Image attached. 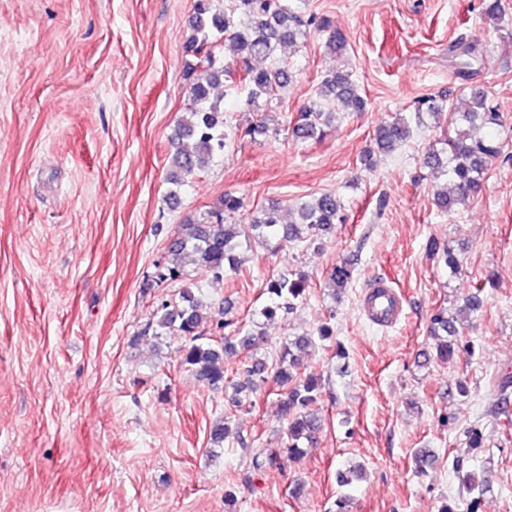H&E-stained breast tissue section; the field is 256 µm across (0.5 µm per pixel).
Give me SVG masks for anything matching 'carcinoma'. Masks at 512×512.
Masks as SVG:
<instances>
[{"instance_id":"1","label":"carcinoma","mask_w":512,"mask_h":512,"mask_svg":"<svg viewBox=\"0 0 512 512\" xmlns=\"http://www.w3.org/2000/svg\"><path fill=\"white\" fill-rule=\"evenodd\" d=\"M298 5L283 0H229L222 8L214 0H196L191 20L192 34L186 49L195 59L191 66V81L187 89L185 116L171 136L174 152L169 157L166 181L170 185L167 199L179 198L181 188L206 171L214 159L224 153L227 133L224 132V109L215 92L230 81V87L247 92L248 101L263 99L271 102L291 81L288 68L278 62L258 67V59H270L286 46L297 43L306 28L313 27L326 34L325 49L334 56L343 55L348 46L344 33L326 16L308 14ZM222 47L232 57L224 64L216 57L215 48ZM338 101L352 112H364L367 100L347 70H336L321 81L319 97L299 107L293 125L285 129L296 140H321L336 120V113L325 109V104ZM446 106L434 97L418 101L414 119L397 115L380 122L373 133V146L363 151L360 164L367 170L374 166L373 156L385 154L411 140L413 124L433 121L439 128L443 121L454 127V134L446 135L432 146L423 158V164L443 178V184L434 192L437 209L451 213L467 205L478 194L494 159L503 149L497 137L501 119L488 105L483 88L470 89L468 103L462 110L445 112ZM235 133L252 140L269 133L266 119L261 118L244 127H235ZM244 210L243 198L232 193L220 196L211 210L179 225L170 243V249L179 256L182 265L169 270L171 280L187 274L189 266H202L211 273V281L220 285L231 273L241 268L238 252L240 237L278 245L299 243L323 236L337 224L346 222L345 208L336 194L327 192L296 203L290 209L288 222H283L281 210L274 205L247 213L246 224H237L233 218ZM428 252L441 257L451 271L460 269L458 254L435 240L427 244ZM352 277L346 266L334 268L328 276L332 294L346 290ZM308 275L304 272L285 273L266 281L268 303L259 311L265 320L286 317L304 303ZM220 318H214L211 305L187 286L178 292V298L164 301L157 308L152 324L156 335L177 332L186 339L182 349V364L198 381L209 388H231L230 401L240 407L250 395L271 383L277 389L281 420L286 424L281 447L265 448L253 456V472L270 469L284 470L288 462L304 456L313 447L322 431V418L315 405L321 397L320 380L303 371L304 362L315 348L313 337L306 334L289 337L281 343L272 359L265 355L246 356L235 376L224 374V353L237 348L248 350L254 344L260 322L243 328L230 316V309L220 308ZM457 318L448 315V309L438 307L429 317V336L434 346L422 353V364L433 360H448L458 342ZM228 421L212 426L209 439L216 448L224 446L230 435ZM463 451L453 459L454 471L461 475L467 493L466 512H480L488 481L476 479L465 470L474 452L483 448L481 425L476 423L463 432Z\"/></svg>"}]
</instances>
